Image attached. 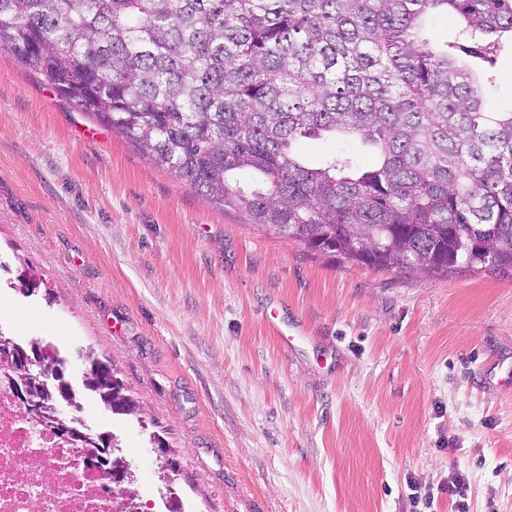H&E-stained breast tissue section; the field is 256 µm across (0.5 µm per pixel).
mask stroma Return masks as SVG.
<instances>
[{"label":"stroma","mask_w":512,"mask_h":512,"mask_svg":"<svg viewBox=\"0 0 512 512\" xmlns=\"http://www.w3.org/2000/svg\"><path fill=\"white\" fill-rule=\"evenodd\" d=\"M23 270L44 292L9 288ZM0 331L111 361L144 422L81 416L121 436L141 500L167 457L187 512H421L411 486L456 475L470 512H512V280L311 257L4 50Z\"/></svg>","instance_id":"1"}]
</instances>
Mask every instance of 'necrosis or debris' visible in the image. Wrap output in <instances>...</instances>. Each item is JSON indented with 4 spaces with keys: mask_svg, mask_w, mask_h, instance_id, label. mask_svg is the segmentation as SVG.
Instances as JSON below:
<instances>
[{
    "mask_svg": "<svg viewBox=\"0 0 512 512\" xmlns=\"http://www.w3.org/2000/svg\"><path fill=\"white\" fill-rule=\"evenodd\" d=\"M53 428H32L0 383V512H116L105 470L74 464Z\"/></svg>",
    "mask_w": 512,
    "mask_h": 512,
    "instance_id": "obj_1",
    "label": "necrosis or debris"
}]
</instances>
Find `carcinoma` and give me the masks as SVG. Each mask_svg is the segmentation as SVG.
Returning a JSON list of instances; mask_svg holds the SVG:
<instances>
[{"label": "carcinoma", "instance_id": "1", "mask_svg": "<svg viewBox=\"0 0 512 512\" xmlns=\"http://www.w3.org/2000/svg\"><path fill=\"white\" fill-rule=\"evenodd\" d=\"M438 14L463 41L424 38ZM509 39L512 0H0V50L151 163L313 257L429 277L512 279V104L477 64ZM302 139L336 149L310 168Z\"/></svg>", "mask_w": 512, "mask_h": 512}]
</instances>
